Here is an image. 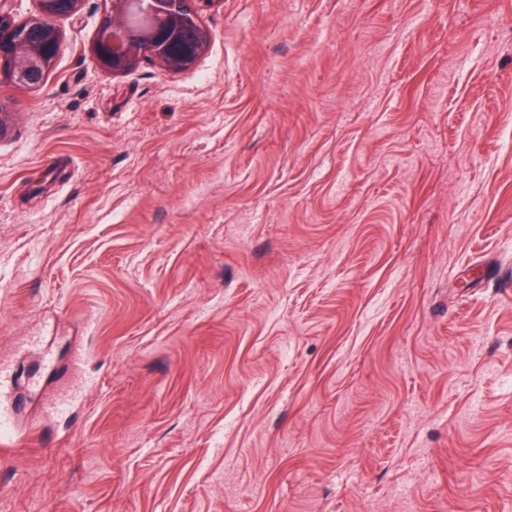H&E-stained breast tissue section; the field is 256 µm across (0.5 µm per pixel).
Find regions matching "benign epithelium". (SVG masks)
Masks as SVG:
<instances>
[{"instance_id":"7a95c632","label":"benign epithelium","mask_w":512,"mask_h":512,"mask_svg":"<svg viewBox=\"0 0 512 512\" xmlns=\"http://www.w3.org/2000/svg\"><path fill=\"white\" fill-rule=\"evenodd\" d=\"M109 19L101 30L112 38L95 43L100 70L114 74L131 70L149 57L168 71H179L210 44L211 32L198 21L195 5L218 0H110ZM81 0H40L37 15L24 22L11 16L0 0V79L20 88L41 85L62 50L59 19L74 15Z\"/></svg>"}]
</instances>
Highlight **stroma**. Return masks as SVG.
Returning a JSON list of instances; mask_svg holds the SVG:
<instances>
[{
  "label": "stroma",
  "mask_w": 512,
  "mask_h": 512,
  "mask_svg": "<svg viewBox=\"0 0 512 512\" xmlns=\"http://www.w3.org/2000/svg\"><path fill=\"white\" fill-rule=\"evenodd\" d=\"M106 9L0 81V512H512V0H216L113 75Z\"/></svg>",
  "instance_id": "stroma-1"
}]
</instances>
